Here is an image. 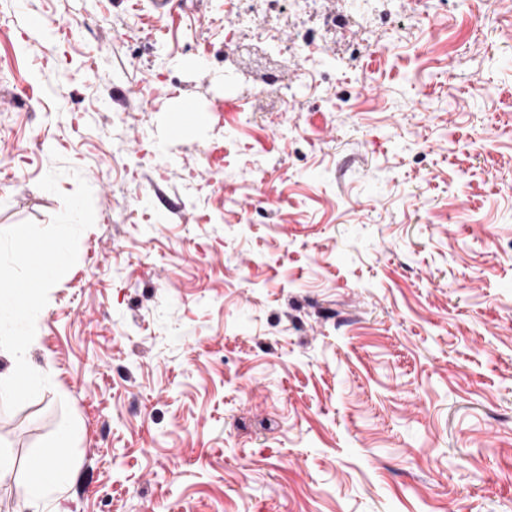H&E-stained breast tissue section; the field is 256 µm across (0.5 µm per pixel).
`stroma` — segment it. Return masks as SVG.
<instances>
[{
	"label": "stroma",
	"mask_w": 512,
	"mask_h": 512,
	"mask_svg": "<svg viewBox=\"0 0 512 512\" xmlns=\"http://www.w3.org/2000/svg\"><path fill=\"white\" fill-rule=\"evenodd\" d=\"M360 7L289 14L336 74L272 112L297 61L228 0H0V230L62 211V166L95 210L0 512L64 424L46 512H512V0Z\"/></svg>",
	"instance_id": "35a3bbf8"
}]
</instances>
